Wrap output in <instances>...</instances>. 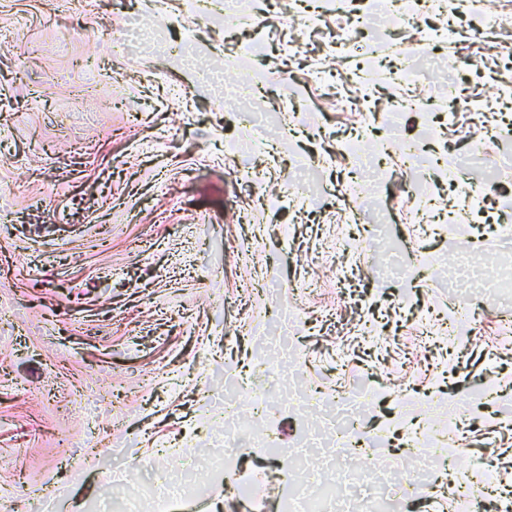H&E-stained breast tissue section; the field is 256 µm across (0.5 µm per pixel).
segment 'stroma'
<instances>
[{"label":"stroma","instance_id":"35a3bbf8","mask_svg":"<svg viewBox=\"0 0 512 512\" xmlns=\"http://www.w3.org/2000/svg\"><path fill=\"white\" fill-rule=\"evenodd\" d=\"M325 15L301 33L281 14L265 17L273 40L258 108L289 143L254 178L246 158L224 156V138H249V113L220 107L212 72L238 41L234 27L191 15L187 0H0V500L13 512H153L158 494L185 478L188 500L173 512H278L286 491L308 474L334 480L336 449L319 444L326 412L302 399L307 386L342 385L359 395L383 434L413 422L460 431L475 446L460 477L491 468L502 494H512V240L497 234L501 200L464 187L462 149L480 144L474 171L493 170L512 190V162H499L496 138L512 125V95L482 102L487 77L512 83V42L475 34L471 0H454L452 34L436 40L443 72L479 108L409 116L434 133L437 175L407 201L402 156L382 130H371L384 169L378 188L352 186L372 238L341 253L345 227L336 207V178L350 166L323 130L352 132L350 112L336 111L316 84L311 48L346 72L336 35L351 0H317ZM163 34L130 55L112 54V37L129 15ZM94 24L61 42L62 27ZM420 17L396 41L371 44L380 67L360 86L377 109L390 95L439 100L440 85L390 80L407 47L432 25ZM305 57L288 65V41ZM100 59L98 76L82 61ZM294 89L308 102L276 110L273 98ZM311 156L313 202L284 196L294 157ZM395 252L416 276L388 275ZM474 278L502 273L496 297L474 296L476 329L456 339L422 325L427 310L448 314L461 284L454 253ZM359 267L363 302L336 286V265ZM308 281L295 293L293 279ZM281 357L263 361L265 331ZM280 389L261 420L240 402L250 431L236 448L235 486L208 467L223 458V430L211 403L240 381ZM405 387L418 392L398 405ZM122 444L124 469L103 446ZM279 458L265 465L268 447ZM426 482L402 481L398 496H420L423 512H484L482 501L458 508L443 497L439 464L428 459ZM253 501H240L239 487Z\"/></svg>","mask_w":512,"mask_h":512}]
</instances>
